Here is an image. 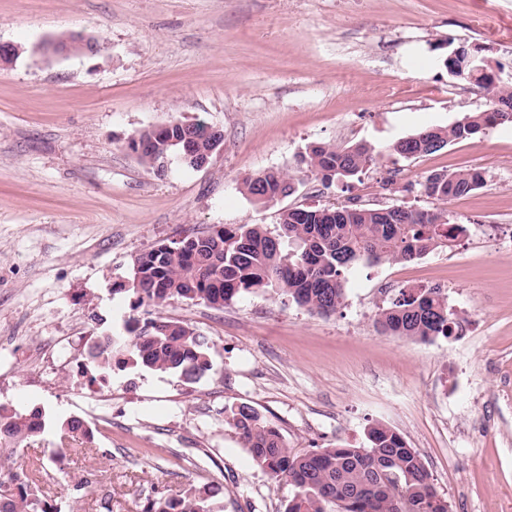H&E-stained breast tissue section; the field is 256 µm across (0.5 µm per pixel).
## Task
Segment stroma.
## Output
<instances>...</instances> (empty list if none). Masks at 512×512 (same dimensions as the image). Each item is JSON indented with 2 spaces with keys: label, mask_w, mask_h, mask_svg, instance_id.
Here are the masks:
<instances>
[{
  "label": "stroma",
  "mask_w": 512,
  "mask_h": 512,
  "mask_svg": "<svg viewBox=\"0 0 512 512\" xmlns=\"http://www.w3.org/2000/svg\"><path fill=\"white\" fill-rule=\"evenodd\" d=\"M76 32L99 52H45ZM0 43L19 50L0 66V404L48 419L39 436L0 447L1 462L44 463L62 512H142L192 483L221 486L213 512H285L287 483L225 421L246 403L298 452L359 447L384 424L420 454L449 512H512V254L498 251L512 239V124L429 155L392 150L489 109L475 80L449 75L456 48L512 81V0H0ZM194 120L224 134L203 168L175 159L160 175L127 148L142 130ZM314 143L380 155L327 188L298 164ZM473 168L482 186L445 205L466 233L410 263H358L331 316L271 290L157 310L118 289L158 244L272 228L281 209L353 197L426 207L429 173ZM271 169L298 190L256 203L242 179ZM403 287L447 294L453 335L383 332L376 319ZM159 315L208 337L198 381L87 360L94 337ZM70 416L89 438L55 426Z\"/></svg>",
  "instance_id": "1"
}]
</instances>
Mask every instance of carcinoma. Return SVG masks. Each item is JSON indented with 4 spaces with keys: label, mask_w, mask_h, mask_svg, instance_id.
Wrapping results in <instances>:
<instances>
[{
    "label": "carcinoma",
    "mask_w": 512,
    "mask_h": 512,
    "mask_svg": "<svg viewBox=\"0 0 512 512\" xmlns=\"http://www.w3.org/2000/svg\"><path fill=\"white\" fill-rule=\"evenodd\" d=\"M448 72L470 77L486 90L492 107L468 113L447 128L426 127L392 146L403 157L437 152V142L471 139L489 127L512 122L502 111L512 108V85L489 72L475 71L464 56L447 58ZM184 154L183 130L172 126L164 140L147 146L141 162L155 169L164 158ZM376 147L318 144L307 148L299 162L329 188L359 176L376 161ZM294 178L278 170L243 179L246 193L258 200L289 196ZM484 183L482 172H433L421 187L424 194L446 202ZM442 208L403 209L348 203L287 209L271 230L262 224L222 227L190 235L170 246L137 255L139 284L125 290L139 303L162 307L173 300L202 301L222 306L243 293L274 290L296 305L319 315L336 311L345 297L346 272L360 261L405 263L448 246L465 233ZM448 301L437 288L399 290L382 309L384 331L413 340L449 337L455 330ZM125 335L100 336L91 356L104 370L127 361L152 371L177 374L188 382L210 370L207 337L179 320L159 317L125 322ZM227 423L244 442L255 464L276 483L285 482L291 495L285 512H448L419 453L391 428L376 424L368 430L367 446H334L299 453L287 446L279 430L248 404L228 409ZM45 429L38 409L18 411L0 404V446L11 447ZM42 466L30 473L0 466V512H60L40 487ZM218 488L191 485L174 498L148 502L143 512H211Z\"/></svg>",
    "instance_id": "obj_1"
}]
</instances>
